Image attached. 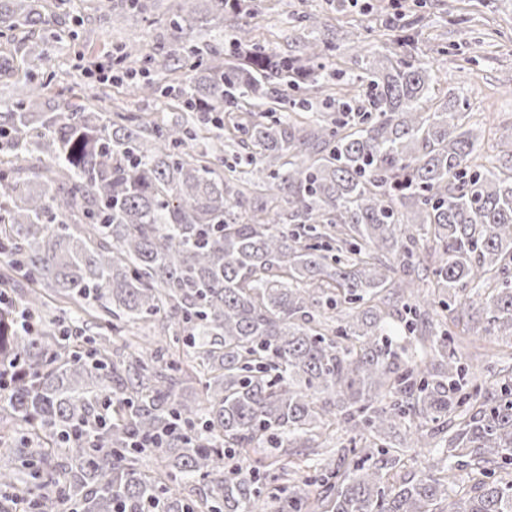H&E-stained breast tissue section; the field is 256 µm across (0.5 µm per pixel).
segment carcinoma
<instances>
[{"label":"carcinoma","instance_id":"carcinoma-1","mask_svg":"<svg viewBox=\"0 0 512 512\" xmlns=\"http://www.w3.org/2000/svg\"><path fill=\"white\" fill-rule=\"evenodd\" d=\"M185 42L235 20L229 53L192 65L180 123L134 112L44 108L42 87L0 111V155L39 165L0 171V512H512V375L475 383L457 334L512 347V152L472 165L480 141L448 103L424 99L428 64L391 54L365 68L369 107L348 97L339 120L289 117L233 128L247 169L220 172V151L192 155V124L250 98L306 109L286 90L325 69L317 42L269 53L248 23L255 0H190ZM122 0L110 27L142 13ZM50 26L35 0H0V35ZM117 58L167 69L168 54L132 39ZM288 202L293 229L282 223ZM36 288L14 295L18 275ZM64 303L32 335L41 289ZM156 322L162 345L128 356L88 334ZM200 360L203 400L181 397L185 360ZM406 430L410 446L392 443ZM341 432L337 466L312 469L314 496L279 462ZM432 448L418 475L392 481L408 448ZM157 455L164 469L140 459ZM483 476L454 488L448 473ZM194 480L209 493L184 495Z\"/></svg>","mask_w":512,"mask_h":512}]
</instances>
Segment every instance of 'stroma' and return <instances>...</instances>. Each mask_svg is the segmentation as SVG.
<instances>
[{"instance_id":"stroma-1","label":"stroma","mask_w":512,"mask_h":512,"mask_svg":"<svg viewBox=\"0 0 512 512\" xmlns=\"http://www.w3.org/2000/svg\"><path fill=\"white\" fill-rule=\"evenodd\" d=\"M44 12L56 14L49 30H19L0 38V60L24 52L50 53L49 67L30 66L34 82L45 88V101L70 100L97 112H137L159 123L182 119L180 97L187 70L179 68L169 79L166 98L131 95L132 74L140 62L113 64V82L95 83L85 75L88 61L133 37L148 48L167 53L176 43L173 18L185 0H154L144 15L124 19L111 29L98 22L102 5L119 0H70L66 12L56 0H39ZM250 20L255 39L277 53L298 52L311 38L327 42L325 74L304 95L310 111H295L296 119H334L330 100L347 88L357 103L369 89L361 75L367 62L389 52L392 39H409L418 58L433 65L439 81L433 105L452 96L462 104L465 120L481 136L475 162L488 164L512 143V0H359L357 6L337 7L334 0H256ZM492 39L487 52L474 54L475 40Z\"/></svg>"}]
</instances>
